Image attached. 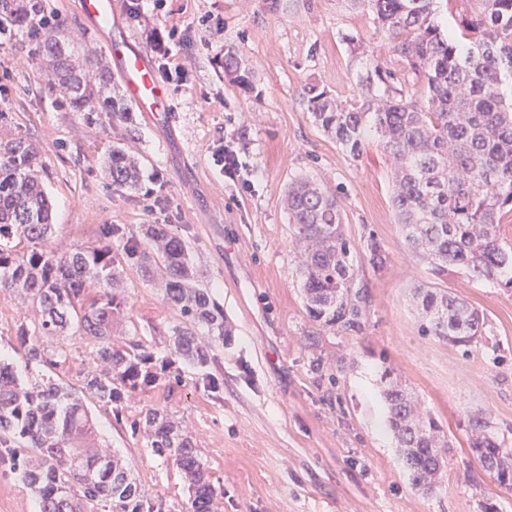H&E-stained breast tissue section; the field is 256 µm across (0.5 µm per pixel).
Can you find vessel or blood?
Wrapping results in <instances>:
<instances>
[{
	"instance_id": "1",
	"label": "vessel or blood",
	"mask_w": 512,
	"mask_h": 512,
	"mask_svg": "<svg viewBox=\"0 0 512 512\" xmlns=\"http://www.w3.org/2000/svg\"><path fill=\"white\" fill-rule=\"evenodd\" d=\"M79 17L94 28L110 26L118 8V0H75ZM109 51L119 66L126 96L149 117L171 110L168 87L162 83L144 52H133L126 46L110 44Z\"/></svg>"
}]
</instances>
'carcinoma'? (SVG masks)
Here are the masks:
<instances>
[{
    "instance_id": "cac0c4a2",
    "label": "carcinoma",
    "mask_w": 512,
    "mask_h": 512,
    "mask_svg": "<svg viewBox=\"0 0 512 512\" xmlns=\"http://www.w3.org/2000/svg\"><path fill=\"white\" fill-rule=\"evenodd\" d=\"M372 14L378 31L403 68L415 77L404 93L394 74L375 62L361 83L359 99L344 105L317 82L299 93L302 104L324 134L357 160L370 141L392 159V208L409 251L425 262L435 280L455 272L469 280L512 288V240L501 233V218L512 212V99L501 92L512 77V0H481L477 12L461 17V36L445 33L435 0H358ZM70 32L45 38L41 65L72 112L97 106L112 120L131 121L122 95H112L107 70L90 77L76 57L63 50ZM224 69L249 85L233 48ZM385 86L377 93L373 82ZM103 166L117 189L137 190L143 171L120 147ZM41 162L21 140L0 144V290L23 292L38 304L37 330L22 327L17 340L28 361L42 366L66 362L63 350L40 349L43 336H59L72 326L93 340L92 356L103 363L83 380V389L114 417L123 415L126 397L153 387L159 371L175 358L196 368L210 362L195 342L205 327L219 341L230 335L224 310L199 283L188 244L165 224H149L143 240L125 242L121 259L112 239L124 227L109 224L99 243L80 245L58 256L47 249L52 202L39 177ZM293 238L304 249L301 287L308 316L332 329L360 332L365 323L366 290L358 280V247L346 235L336 192L308 179L291 183L286 197ZM31 249L22 251V242ZM370 265L385 263L381 245L371 238L363 247ZM133 265L145 279L161 269L166 299L181 324L173 329L169 354L158 358L132 343L112 346V329L123 315L122 265ZM99 291L87 297V289ZM420 329L448 343L467 347L481 335L478 311L465 299L431 285L416 294ZM388 423L412 485L426 492L443 478L448 436L410 391L387 370L381 376ZM471 451L498 484L512 485V448L487 434L488 423L470 415ZM146 429L152 452L179 470L189 494L190 512H213L216 488L188 436L168 417L151 410L132 423ZM0 464L9 466L37 495L39 512H162L132 477L123 459L98 444L84 398L54 380H20L13 366L0 361Z\"/></svg>"
}]
</instances>
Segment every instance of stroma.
<instances>
[{"label": "stroma", "mask_w": 512, "mask_h": 512, "mask_svg": "<svg viewBox=\"0 0 512 512\" xmlns=\"http://www.w3.org/2000/svg\"><path fill=\"white\" fill-rule=\"evenodd\" d=\"M72 0H42L57 28L81 32L79 55L113 66L108 42H131L153 65L156 39L171 25L190 28L185 82H169L171 116L152 119L133 110L131 123L61 107L39 43L25 27L0 47V138L31 143L44 164L52 199L49 247L65 255L98 243L107 224L141 237L147 224H165L189 243L204 287L224 308L232 328L219 343L199 331L207 370L178 362L159 382L129 398L122 419L95 400L89 414L108 451L164 512H189L181 474L155 456L132 420L147 409L164 411L191 438L219 491L216 512H512V487L498 485L469 447V415L478 412L498 441L512 448V290L449 274L441 285L466 298L484 316V330L469 347L421 335L413 306L429 284L425 263L413 257L391 203L392 162L377 143L359 160L313 123L299 92L307 82L354 103L367 75L366 58L399 70L372 15L354 0H163L148 19L120 8L111 35L85 26ZM208 15L224 27L213 35L198 24ZM234 48L250 76L242 87L224 73ZM233 137L251 172L250 188L231 184L212 154L221 136ZM141 158L142 186L115 190L101 161L113 144ZM307 177L335 190L345 229L356 244L376 239L387 257L382 269L362 266L368 290L365 327L355 333L312 321L304 307L300 268L304 252L292 241L285 210L288 186ZM125 315L112 329L124 348L139 342L166 355L179 313L163 283L136 269L123 271ZM31 299L0 291V358L23 377L37 373L16 341L20 324L37 327ZM64 348L55 379L79 387L92 363L83 336L44 340ZM392 370L438 418L451 448L437 488L414 487L398 460L388 427L380 377ZM221 387H206L204 375Z\"/></svg>", "instance_id": "1"}]
</instances>
